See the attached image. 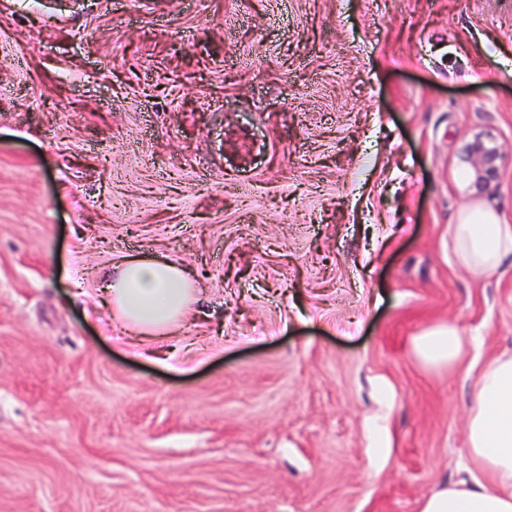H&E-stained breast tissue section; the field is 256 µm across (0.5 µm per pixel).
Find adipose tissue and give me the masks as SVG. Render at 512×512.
Wrapping results in <instances>:
<instances>
[{
	"label": "adipose tissue",
	"instance_id": "1",
	"mask_svg": "<svg viewBox=\"0 0 512 512\" xmlns=\"http://www.w3.org/2000/svg\"><path fill=\"white\" fill-rule=\"evenodd\" d=\"M459 264L469 273H493L512 254V226L490 211H465L453 227ZM110 304L117 318L142 335L164 333L185 316L191 284L175 263L128 259L109 272ZM466 350L452 326L432 329L414 342L421 361L455 368ZM478 406L467 421L471 456L492 478L491 484L460 483L440 489L420 512H512V357L490 362L477 382Z\"/></svg>",
	"mask_w": 512,
	"mask_h": 512
}]
</instances>
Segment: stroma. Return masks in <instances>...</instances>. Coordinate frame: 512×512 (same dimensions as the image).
I'll return each instance as SVG.
<instances>
[{
    "label": "stroma",
    "mask_w": 512,
    "mask_h": 512,
    "mask_svg": "<svg viewBox=\"0 0 512 512\" xmlns=\"http://www.w3.org/2000/svg\"><path fill=\"white\" fill-rule=\"evenodd\" d=\"M500 149L478 186L476 141ZM512 0H0V512H420L512 356ZM182 264L164 335L105 303ZM452 233L459 264L475 276L493 273L512 254V226L493 212H462ZM105 278L114 315L141 335L169 331L191 302L190 281L176 263L127 259ZM465 350V337L449 324L418 336L414 342V351L421 361L431 367L448 366V370L457 366Z\"/></svg>",
    "instance_id": "35a3bbf8"
}]
</instances>
